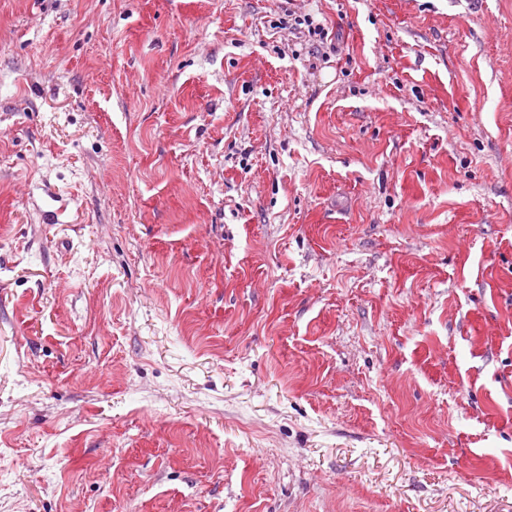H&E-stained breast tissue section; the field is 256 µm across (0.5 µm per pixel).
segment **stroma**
Wrapping results in <instances>:
<instances>
[{"instance_id":"obj_1","label":"stroma","mask_w":512,"mask_h":512,"mask_svg":"<svg viewBox=\"0 0 512 512\" xmlns=\"http://www.w3.org/2000/svg\"><path fill=\"white\" fill-rule=\"evenodd\" d=\"M0 512H512V0H0Z\"/></svg>"}]
</instances>
